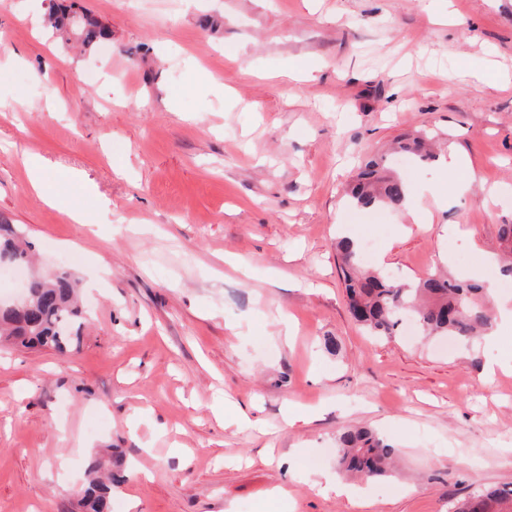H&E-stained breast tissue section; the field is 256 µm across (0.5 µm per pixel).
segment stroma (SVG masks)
<instances>
[{
	"mask_svg": "<svg viewBox=\"0 0 512 512\" xmlns=\"http://www.w3.org/2000/svg\"><path fill=\"white\" fill-rule=\"evenodd\" d=\"M76 2L112 32L94 50L53 36L48 0H0V217L86 312L69 353L0 346V512H79L86 461L109 452L112 512H452L512 488V368L484 372L512 329L372 336L334 248L343 230L403 280L507 283L484 259L512 224V0ZM292 59L313 79L279 77ZM421 132L435 158L400 164ZM27 153L90 223L34 194ZM369 157L416 206L345 202ZM343 426L397 453L351 497L320 479Z\"/></svg>",
	"mask_w": 512,
	"mask_h": 512,
	"instance_id": "obj_1",
	"label": "stroma"
}]
</instances>
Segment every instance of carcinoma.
<instances>
[{
	"label": "carcinoma",
	"mask_w": 512,
	"mask_h": 512,
	"mask_svg": "<svg viewBox=\"0 0 512 512\" xmlns=\"http://www.w3.org/2000/svg\"><path fill=\"white\" fill-rule=\"evenodd\" d=\"M52 29L74 37L88 49L105 39L107 28L96 18L79 15L71 7L53 4L49 14ZM404 181L385 173L380 161H368L349 190L351 202L361 207L377 204L399 206L404 203ZM14 225L0 217V255L25 266L30 255L21 248ZM502 272L512 275V224L500 225ZM336 252L351 314L375 336H390L401 317L409 315L428 336H453L469 343L486 331L492 322L489 292L473 280L450 274H432L425 279L400 283L379 269H365L360 247L350 237L336 242ZM82 316L71 275L65 271L29 278L27 301L13 308L0 304V336L24 348L52 347L64 350ZM396 451L368 428H343L336 434V462L346 472L381 477L392 468ZM99 458L86 468L90 479L79 490L78 504L83 512H111L113 474L100 478ZM455 512H512V489H487L463 501Z\"/></svg>",
	"instance_id": "cac0c4a2"
}]
</instances>
